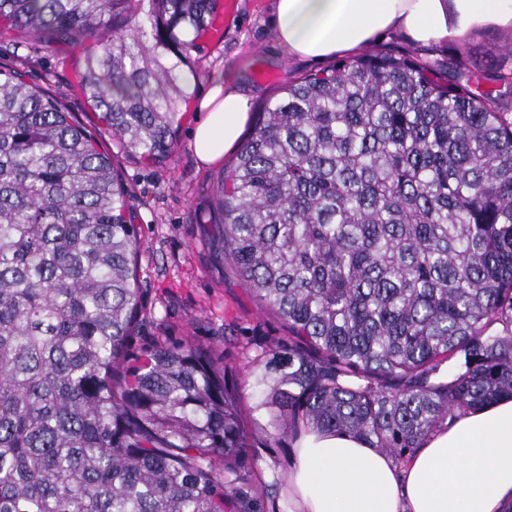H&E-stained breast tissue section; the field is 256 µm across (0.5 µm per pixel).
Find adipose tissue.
Wrapping results in <instances>:
<instances>
[{"mask_svg":"<svg viewBox=\"0 0 512 512\" xmlns=\"http://www.w3.org/2000/svg\"><path fill=\"white\" fill-rule=\"evenodd\" d=\"M274 30L290 57H352L389 35L431 45L475 31L512 36V0H276ZM191 132L200 165L239 141L250 100L215 78ZM291 512H512V398L457 412L405 462L340 433L294 444Z\"/></svg>","mask_w":512,"mask_h":512,"instance_id":"1","label":"adipose tissue"}]
</instances>
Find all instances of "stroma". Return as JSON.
Instances as JSON below:
<instances>
[{"label":"stroma","instance_id":"1","mask_svg":"<svg viewBox=\"0 0 512 512\" xmlns=\"http://www.w3.org/2000/svg\"><path fill=\"white\" fill-rule=\"evenodd\" d=\"M220 36L199 39L198 72L172 155L161 164L126 156L105 131L81 93L73 88L84 48L73 44L35 46L17 32L0 31V62L26 74L29 83L57 92L67 108L111 154L132 205L137 246L139 315L129 339L130 357L144 358L159 342L191 343L216 365H228L243 396H250L247 373L262 349L287 342L288 327L256 298L224 252L217 224V182L222 166L203 167L190 146L197 105L216 76L238 82L251 95L252 111L282 85L320 70V63L289 57L274 32L275 0H219ZM503 36L482 31L466 42H443L436 57L462 58L485 71L505 59ZM293 446L248 457L249 502L257 512H288V478Z\"/></svg>","mask_w":512,"mask_h":512}]
</instances>
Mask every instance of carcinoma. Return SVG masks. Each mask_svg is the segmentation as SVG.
I'll use <instances>...</instances> for the list:
<instances>
[{
	"label": "carcinoma",
	"instance_id": "carcinoma-1",
	"mask_svg": "<svg viewBox=\"0 0 512 512\" xmlns=\"http://www.w3.org/2000/svg\"><path fill=\"white\" fill-rule=\"evenodd\" d=\"M217 8L0 0V25L92 41L85 99L127 155L161 163ZM218 190L226 253L295 338L257 356L247 407L192 344L127 362L120 174L0 64V512H252L245 459L304 428L402 462L456 412L512 397V69L382 47L304 74Z\"/></svg>",
	"mask_w": 512,
	"mask_h": 512
}]
</instances>
